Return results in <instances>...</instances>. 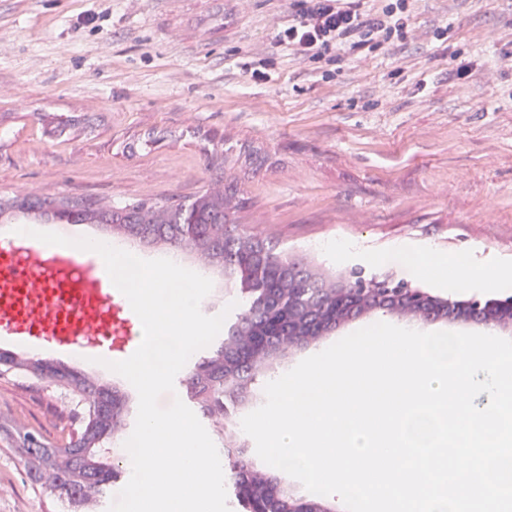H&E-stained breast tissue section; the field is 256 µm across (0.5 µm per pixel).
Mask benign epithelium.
<instances>
[{"label": "benign epithelium", "mask_w": 512, "mask_h": 512, "mask_svg": "<svg viewBox=\"0 0 512 512\" xmlns=\"http://www.w3.org/2000/svg\"><path fill=\"white\" fill-rule=\"evenodd\" d=\"M342 276H336L338 285L328 289L336 298V324L345 323L356 316L373 311L366 302L349 299L348 289L339 285ZM392 314L415 320L446 319L452 323L479 324L493 331L512 327V300L476 299L447 301L418 288H399Z\"/></svg>", "instance_id": "7a95c632"}]
</instances>
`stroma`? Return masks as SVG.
Returning <instances> with one entry per match:
<instances>
[{"label": "stroma", "instance_id": "35a3bbf8", "mask_svg": "<svg viewBox=\"0 0 512 512\" xmlns=\"http://www.w3.org/2000/svg\"><path fill=\"white\" fill-rule=\"evenodd\" d=\"M290 15L287 0H0V197L174 202L221 174L240 183L243 230L326 273L505 298L480 281L449 290L390 253L428 245L512 272V69L496 67L512 52V0H413L406 40L330 64L278 44ZM336 240L352 245L340 258L322 248ZM210 279L202 312L234 324L226 307L245 296ZM380 321L397 318L366 314L275 358L228 406V432L263 404L270 375ZM48 357L126 392L134 426L127 380ZM73 407L52 380L0 376V512H75L12 452L17 431L54 444L78 429Z\"/></svg>", "mask_w": 512, "mask_h": 512}]
</instances>
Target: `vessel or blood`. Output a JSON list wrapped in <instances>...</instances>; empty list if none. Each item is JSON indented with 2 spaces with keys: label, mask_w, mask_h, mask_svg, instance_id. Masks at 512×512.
<instances>
[{
  "label": "vessel or blood",
  "mask_w": 512,
  "mask_h": 512,
  "mask_svg": "<svg viewBox=\"0 0 512 512\" xmlns=\"http://www.w3.org/2000/svg\"><path fill=\"white\" fill-rule=\"evenodd\" d=\"M125 308L93 263L15 236L0 243V335L53 348L125 352L112 337Z\"/></svg>",
  "instance_id": "vessel-or-blood-1"
}]
</instances>
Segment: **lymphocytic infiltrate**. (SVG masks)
Returning a JSON list of instances; mask_svg holds the SVG:
<instances>
[{
  "mask_svg": "<svg viewBox=\"0 0 512 512\" xmlns=\"http://www.w3.org/2000/svg\"><path fill=\"white\" fill-rule=\"evenodd\" d=\"M409 0L380 7L367 0H291V18L276 33L300 59L335 61L341 53L375 50L405 39Z\"/></svg>",
  "mask_w": 512,
  "mask_h": 512,
  "instance_id": "lymphocytic-infiltrate-1",
  "label": "lymphocytic infiltrate"
}]
</instances>
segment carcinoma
I'll return each instance as SVG.
<instances>
[{
    "label": "carcinoma",
    "instance_id": "1",
    "mask_svg": "<svg viewBox=\"0 0 512 512\" xmlns=\"http://www.w3.org/2000/svg\"><path fill=\"white\" fill-rule=\"evenodd\" d=\"M238 180L218 178L202 192L177 203L151 199L112 205L99 200L37 194L0 199V216L34 223L90 224L99 238H120L151 248L192 253L204 270L235 277L251 296L224 341L189 371L190 392L219 433H224V403L243 401V389L266 369L239 336H271L270 347L281 350L278 337L288 335V309L298 310L306 329L316 333L336 327L335 301L323 291L325 275L277 250L270 241L231 229L240 210ZM4 371L15 370L33 379L52 377L69 389L80 407L82 426L59 445L50 447L33 433L19 436L13 452L24 468L38 475L41 487L58 491L75 506L95 502L119 472L122 458L107 461L105 445L122 437L128 410L125 395L73 368L35 357L0 354ZM234 490L249 483L261 497L275 475L257 469L246 457L232 462ZM288 490L265 502V512H290Z\"/></svg>",
    "mask_w": 512,
    "mask_h": 512
}]
</instances>
